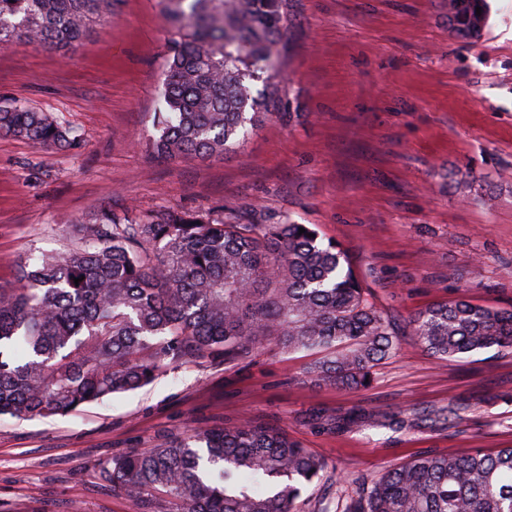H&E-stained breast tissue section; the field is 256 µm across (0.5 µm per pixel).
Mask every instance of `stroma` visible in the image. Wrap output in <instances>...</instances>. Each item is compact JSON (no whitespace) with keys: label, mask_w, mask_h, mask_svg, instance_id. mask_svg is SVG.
Returning <instances> with one entry per match:
<instances>
[{"label":"stroma","mask_w":512,"mask_h":512,"mask_svg":"<svg viewBox=\"0 0 512 512\" xmlns=\"http://www.w3.org/2000/svg\"><path fill=\"white\" fill-rule=\"evenodd\" d=\"M487 3L466 42L448 0H287L285 115L228 157L169 160L146 146L166 64L161 0H118L65 48H0V105L50 113L80 141L67 151L0 136V289L105 205L222 207L315 225L401 321L462 290L512 308V0ZM311 360L268 344L66 416H1L0 512H133L102 480L106 460L243 418L308 448L349 495L427 453L512 446V354L441 360L406 341L356 390L303 380ZM350 413L357 427H333Z\"/></svg>","instance_id":"1"}]
</instances>
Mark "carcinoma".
<instances>
[{"instance_id":"cac0c4a2","label":"carcinoma","mask_w":512,"mask_h":512,"mask_svg":"<svg viewBox=\"0 0 512 512\" xmlns=\"http://www.w3.org/2000/svg\"><path fill=\"white\" fill-rule=\"evenodd\" d=\"M484 2L458 0L448 25L461 40L480 36ZM284 6L163 0L166 68L148 142L155 155L225 156L279 114ZM111 13L112 0H0V48L15 39L67 47ZM258 71L269 76L260 90L250 83ZM0 135L77 146L69 127L18 103L0 106ZM20 280L0 292V416L23 420L69 415L183 364L245 361L271 342L321 354L303 370L311 383L365 388L401 345L400 327L344 249L286 218L244 224L222 210L137 214L108 205L72 248L23 266ZM409 327L413 343L438 359L512 351V310L463 294L426 307ZM102 475L136 512H302L311 487L324 489L313 512L339 508L321 460L249 419L114 456ZM343 512H512V447L422 456L360 488Z\"/></svg>"}]
</instances>
